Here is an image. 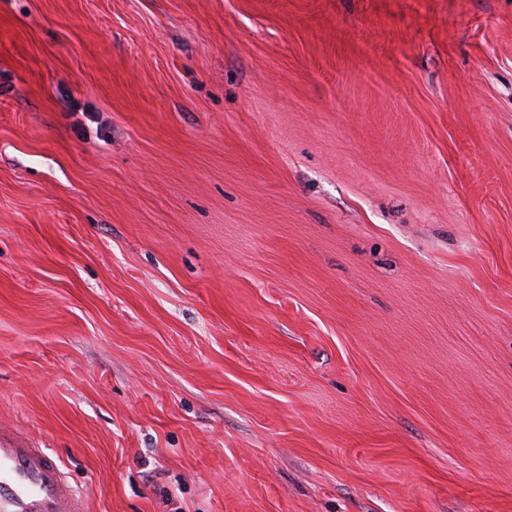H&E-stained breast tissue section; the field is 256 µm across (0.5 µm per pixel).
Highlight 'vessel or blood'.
I'll return each instance as SVG.
<instances>
[{"instance_id":"vessel-or-blood-1","label":"vessel or blood","mask_w":512,"mask_h":512,"mask_svg":"<svg viewBox=\"0 0 512 512\" xmlns=\"http://www.w3.org/2000/svg\"><path fill=\"white\" fill-rule=\"evenodd\" d=\"M0 512H86L57 458L0 433Z\"/></svg>"}]
</instances>
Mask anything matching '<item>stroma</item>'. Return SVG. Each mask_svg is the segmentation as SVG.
Returning <instances> with one entry per match:
<instances>
[{
    "label": "stroma",
    "instance_id": "1",
    "mask_svg": "<svg viewBox=\"0 0 512 512\" xmlns=\"http://www.w3.org/2000/svg\"><path fill=\"white\" fill-rule=\"evenodd\" d=\"M0 426L87 512H512V0H0Z\"/></svg>",
    "mask_w": 512,
    "mask_h": 512
}]
</instances>
